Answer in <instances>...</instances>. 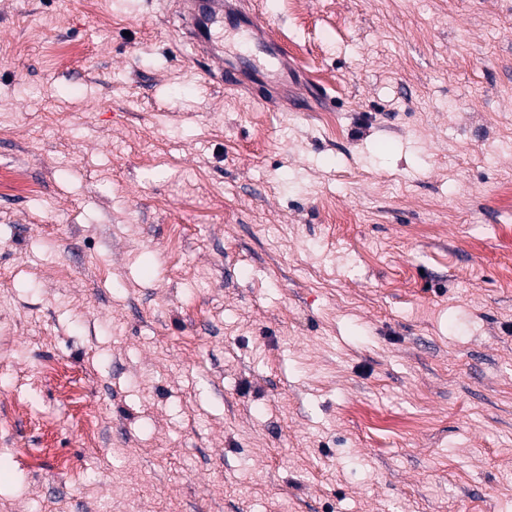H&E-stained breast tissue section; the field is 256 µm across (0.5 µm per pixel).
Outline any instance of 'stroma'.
I'll list each match as a JSON object with an SVG mask.
<instances>
[{
  "mask_svg": "<svg viewBox=\"0 0 512 512\" xmlns=\"http://www.w3.org/2000/svg\"><path fill=\"white\" fill-rule=\"evenodd\" d=\"M241 7L0 0V512H512V0ZM182 20L195 53H206L218 63L216 77L232 86L264 85L288 93L294 83L288 53L261 24L259 16L241 12L235 0H184ZM235 2V5L230 3ZM240 42L224 56L223 32Z\"/></svg>",
  "mask_w": 512,
  "mask_h": 512,
  "instance_id": "obj_1",
  "label": "stroma"
}]
</instances>
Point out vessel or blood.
I'll return each mask as SVG.
<instances>
[{
    "label": "vessel or blood",
    "mask_w": 512,
    "mask_h": 512,
    "mask_svg": "<svg viewBox=\"0 0 512 512\" xmlns=\"http://www.w3.org/2000/svg\"><path fill=\"white\" fill-rule=\"evenodd\" d=\"M183 23L194 52L218 64L220 80L233 86L264 85L287 90L293 80L288 54L261 24L258 16L241 12L231 0H184ZM232 31L240 42L225 51L223 33Z\"/></svg>",
    "instance_id": "obj_1"
}]
</instances>
